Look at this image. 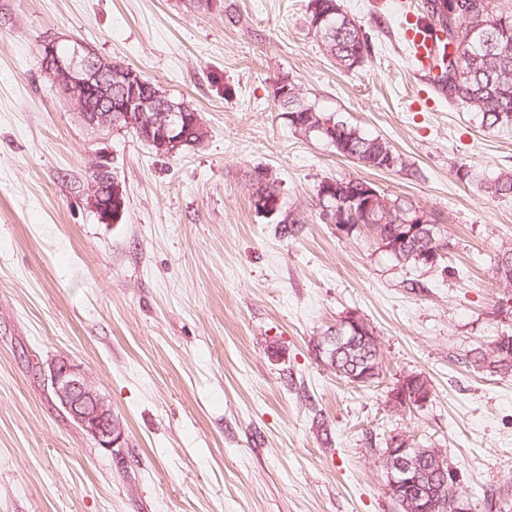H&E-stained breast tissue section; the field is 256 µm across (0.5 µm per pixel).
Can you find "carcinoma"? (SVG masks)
I'll use <instances>...</instances> for the list:
<instances>
[{"mask_svg":"<svg viewBox=\"0 0 512 512\" xmlns=\"http://www.w3.org/2000/svg\"><path fill=\"white\" fill-rule=\"evenodd\" d=\"M308 11L312 21L327 15V19L314 28L324 49L347 69L359 66L368 55L370 45L362 29L342 12L338 0H309ZM416 23L435 36L439 48L437 64L454 77L448 102L481 113L492 125L512 122V6L504 4L503 0H445L443 14L437 16L429 12L416 18ZM294 89L296 86L288 83L290 94L288 99L281 101L288 124L294 130L328 141L341 156L358 155L368 169L378 170L384 163L395 168L403 164L401 156L388 142L368 137L348 122L324 115L292 94ZM456 176L461 182L479 184L490 197L512 196V176L481 179L466 165L457 169ZM334 182L336 192L326 196L321 203L324 208L340 206L361 179L342 177ZM429 249V240L422 238L408 243L391 258L402 268L421 269L424 267L423 261L419 260L421 251ZM495 275L496 279L512 287V249L504 251L498 258ZM326 357L337 363L344 379L350 372L359 376L375 367L376 377L371 379L375 383L382 373V359L375 338L348 348L328 343ZM474 363L487 366L491 373L506 374L512 371V346L500 348L495 345L488 354L474 358ZM414 446L421 449L419 478L422 483L433 484L438 497L448 504L443 512H454L449 506L456 493L452 471H447L446 478H440L432 454L436 447L426 441H416ZM484 505L486 512H512V506L505 504L493 490L484 495Z\"/></svg>","mask_w":512,"mask_h":512,"instance_id":"obj_1","label":"carcinoma"}]
</instances>
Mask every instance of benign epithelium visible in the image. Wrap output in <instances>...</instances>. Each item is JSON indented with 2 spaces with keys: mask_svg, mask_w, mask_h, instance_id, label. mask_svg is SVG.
<instances>
[{
  "mask_svg": "<svg viewBox=\"0 0 512 512\" xmlns=\"http://www.w3.org/2000/svg\"><path fill=\"white\" fill-rule=\"evenodd\" d=\"M61 46L67 47L66 53H59ZM36 54L45 74L59 93L75 106L82 123L92 130H110L124 122L128 127L135 128L137 137L157 148L161 155L175 153L184 143L186 135L179 133L181 125L205 132L199 113L188 117L181 102L159 94L151 97L138 94V84L142 80L135 81L131 76L127 78L130 95L125 97L123 103L114 107L94 105L93 95L96 91H103L105 86L112 84V61L99 55L86 43L51 34L39 40ZM361 190L365 203L360 208H355L353 201L347 200L336 208V217L325 215L328 222L336 225L338 232L347 231V225L355 222L380 223V219L373 218V199L377 191L368 184L361 186ZM87 200L103 223L115 222L123 213L125 200L122 183L112 172V159L105 152L96 153L89 167ZM398 235L400 239L385 240L381 248L394 252L402 243L425 237L436 240L435 248L422 254L426 263H437V257L446 252L447 242L441 227L432 223L420 209L404 216ZM339 327L355 340L364 334L363 320L355 313L344 316ZM46 377L57 404L87 435L102 448H112L118 444L122 427L112 415V406L78 365L67 358H58L49 364ZM419 456L420 449L414 447L411 439L400 434L392 436L388 448L383 451L385 490L397 504L404 500L405 490L417 485L418 478L413 466ZM411 503L418 508V512H437L441 506V501L426 488L418 490Z\"/></svg>",
  "mask_w": 512,
  "mask_h": 512,
  "instance_id": "1",
  "label": "benign epithelium"
}]
</instances>
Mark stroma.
<instances>
[{
  "instance_id": "stroma-1",
  "label": "stroma",
  "mask_w": 512,
  "mask_h": 512,
  "mask_svg": "<svg viewBox=\"0 0 512 512\" xmlns=\"http://www.w3.org/2000/svg\"><path fill=\"white\" fill-rule=\"evenodd\" d=\"M308 2L0 0V512H398L380 467L395 434L445 449L462 512L512 494V375L472 364L512 334V290L494 276L512 198L455 175L512 173V122L488 126L417 71L398 22L424 0H340L370 45L353 69L321 46ZM49 33L191 102L204 142L161 155L85 128L34 53ZM284 78L402 166L369 170L295 132ZM99 151L126 191L112 224L87 203ZM345 175L440 225L447 273L338 233L317 191ZM266 183L272 216L250 203ZM349 313L380 347L368 387L315 354ZM58 357L111 404L115 448L56 405L43 372ZM411 373L434 397L394 409Z\"/></svg>"
}]
</instances>
